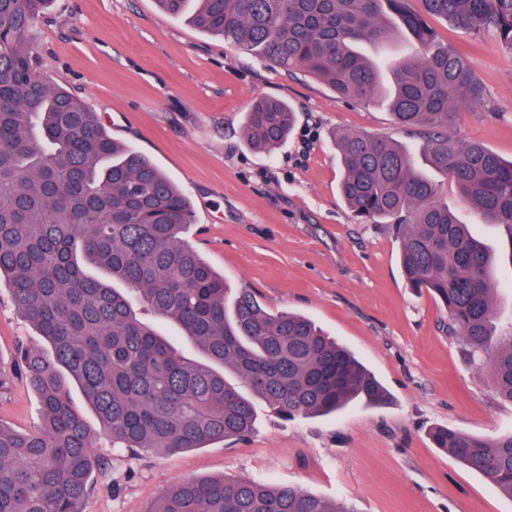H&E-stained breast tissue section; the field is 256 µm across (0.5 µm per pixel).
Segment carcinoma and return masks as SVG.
Returning <instances> with one entry per match:
<instances>
[{
  "mask_svg": "<svg viewBox=\"0 0 512 512\" xmlns=\"http://www.w3.org/2000/svg\"><path fill=\"white\" fill-rule=\"evenodd\" d=\"M50 0H0V277L17 308L50 344L24 343L14 370L0 363V395L21 372L40 399L41 423L0 424V512H82L93 490L95 437L73 406V379L94 407L101 435L128 451L177 452L244 438L252 399L283 417L337 412L388 395L347 349L310 319L271 313L247 289L229 296L224 277L183 238L190 200L140 152L109 136L81 98L43 75L30 30ZM426 12L512 51V0H423ZM171 16L219 35L279 68L303 70L338 99L383 101L397 124L420 127L428 163L451 175L483 224L512 233V161L448 130L484 89L466 57L437 42L407 0H158ZM400 28L417 59H373ZM296 112L254 99L245 141L270 152L292 132ZM340 194L362 223L390 224L409 287L433 293L448 333L489 367L512 402V331L496 333L493 254L419 173L412 153L361 132L336 139ZM177 325L188 356L153 319ZM235 375L248 389L227 381ZM434 445L512 499V433L483 437L436 427ZM147 512H352L299 486L252 478L174 483Z\"/></svg>",
  "mask_w": 512,
  "mask_h": 512,
  "instance_id": "1",
  "label": "carcinoma"
}]
</instances>
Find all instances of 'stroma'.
<instances>
[{"label": "stroma", "mask_w": 512, "mask_h": 512, "mask_svg": "<svg viewBox=\"0 0 512 512\" xmlns=\"http://www.w3.org/2000/svg\"><path fill=\"white\" fill-rule=\"evenodd\" d=\"M438 38L467 52L485 89L450 136L477 141L512 160V51L493 33L474 37L432 16ZM39 70L97 112L112 139L149 156L190 199L187 239L231 288H247L273 313L304 314L349 348L390 394L387 404L338 415L284 419L255 401V426L177 453L114 450L93 472L84 512H146L164 489L188 479L250 477L294 485L352 512H512L500 494L429 437L451 429L493 437L512 432V402L492 388L447 332L439 299L408 287L399 242L387 224H361L339 195L335 138L360 131L419 151L420 131L397 124L386 106L337 100L303 71L286 72L232 49L161 9L157 0H53L29 36ZM276 96L297 114L273 152L251 148L243 116L252 100ZM430 177L441 201L496 251L501 303L497 330L512 327V234L477 224L455 183ZM48 344L0 286V362L18 343ZM29 384L0 398V421L18 431L37 421Z\"/></svg>", "instance_id": "stroma-1"}]
</instances>
